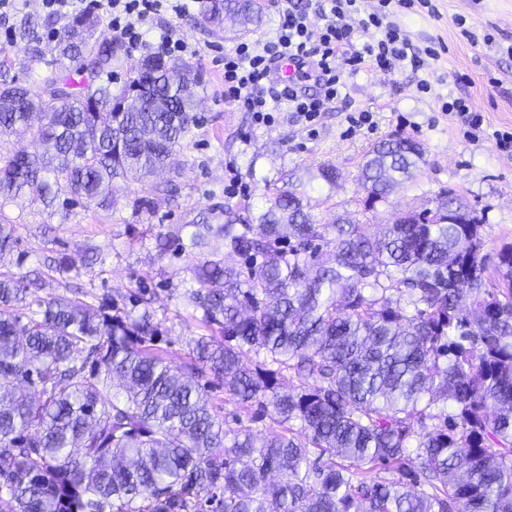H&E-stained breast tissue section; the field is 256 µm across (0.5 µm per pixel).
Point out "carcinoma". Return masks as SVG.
Here are the masks:
<instances>
[{
    "instance_id": "cac0c4a2",
    "label": "carcinoma",
    "mask_w": 512,
    "mask_h": 512,
    "mask_svg": "<svg viewBox=\"0 0 512 512\" xmlns=\"http://www.w3.org/2000/svg\"><path fill=\"white\" fill-rule=\"evenodd\" d=\"M226 15L244 29L262 18L256 0H203L204 22ZM82 24L96 27L69 22L39 82L7 79L0 61V139L42 116L38 152L0 154V207L106 208L114 179L174 163L198 124L184 65L146 55L114 90L123 45L78 38ZM42 26L28 15L15 29L40 60ZM422 160L409 138L374 145L366 208ZM315 180L335 186L336 168L275 189L253 216L157 235L158 257L192 262L185 298L224 336H200L183 370L156 347L146 292L134 316L78 292L43 297L37 269L0 270V512H512V246L490 260L466 211L450 223L415 209L375 234L319 224ZM179 192L167 181L133 207ZM15 230L0 210V253ZM214 235L245 268L202 256ZM205 374L278 429L224 428Z\"/></svg>"
}]
</instances>
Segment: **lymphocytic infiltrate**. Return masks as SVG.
<instances>
[{
    "instance_id": "lymphocytic-infiltrate-1",
    "label": "lymphocytic infiltrate",
    "mask_w": 512,
    "mask_h": 512,
    "mask_svg": "<svg viewBox=\"0 0 512 512\" xmlns=\"http://www.w3.org/2000/svg\"><path fill=\"white\" fill-rule=\"evenodd\" d=\"M429 0H378L377 11L361 13L359 0H283L280 22L273 35L244 41L224 53V102L251 113L254 121L269 124L274 112L288 108L298 119L314 122L340 97L346 75L360 67L391 70L402 62L412 68L425 66L400 29L387 20L393 5L410 7ZM50 14L66 17L97 11L109 17L112 31L130 48H152L168 57L186 52L184 40L168 32L157 44L147 45L144 35L157 16L183 14L186 0H43ZM361 14L359 28L349 23ZM320 24H313L312 15ZM296 61L302 82L277 80L274 68L282 58ZM314 82L316 93H307L303 81Z\"/></svg>"
}]
</instances>
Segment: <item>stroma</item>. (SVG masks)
I'll list each match as a JSON object with an SVG mask.
<instances>
[{
  "label": "stroma",
  "mask_w": 512,
  "mask_h": 512,
  "mask_svg": "<svg viewBox=\"0 0 512 512\" xmlns=\"http://www.w3.org/2000/svg\"><path fill=\"white\" fill-rule=\"evenodd\" d=\"M263 20L250 31L232 22L208 26L199 21L202 0H191L180 17L156 20L148 35L175 29L191 46L181 58L198 78L199 125L185 142L173 169L155 180L175 179L180 195L151 209L134 210L135 198L146 196L148 183L116 182L110 209H29L25 202L6 205L16 220L18 243L0 257V268L23 273L48 254L80 261L77 281L104 302L124 303L130 293H154L152 311L160 324L158 348L172 364L188 362L193 340L204 334L199 312L183 299L193 285L188 261L158 256L155 236L181 225L220 224L224 209L258 207L272 187L302 177L319 165H333L335 186L315 185L310 212L319 223L345 218L356 224H389L411 208L433 207L438 194L454 191L483 222L485 250L496 253L512 244V153L497 149L494 131L512 130V0H431L432 9H398L391 19L418 48L436 57L422 70L403 63L391 72L363 68L346 81L339 102L321 116L315 133L276 113L273 126L254 124L250 113L224 102V51L237 42L271 35L279 21L280 0H259ZM42 0H23L18 12L0 20V54L9 73L22 82L43 78L46 67L23 42L10 36L21 17L43 15ZM465 25H456V17ZM428 82L429 91L419 89ZM466 98L483 118L471 130L443 112L444 102ZM371 112L373 126H350L347 116ZM408 137L424 149V161L413 178L395 186L386 201L364 207L365 192L357 177L372 146L390 137ZM205 390L226 427L251 428L265 434L269 418L251 419L218 380Z\"/></svg>",
  "instance_id": "1"
}]
</instances>
